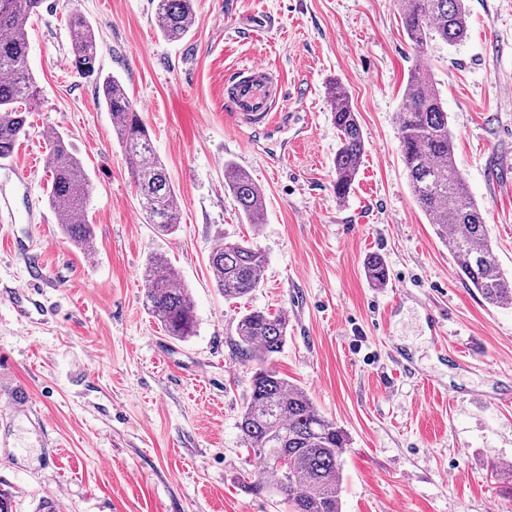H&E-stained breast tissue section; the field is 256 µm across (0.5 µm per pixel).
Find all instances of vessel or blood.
Instances as JSON below:
<instances>
[{"mask_svg": "<svg viewBox=\"0 0 512 512\" xmlns=\"http://www.w3.org/2000/svg\"><path fill=\"white\" fill-rule=\"evenodd\" d=\"M285 89L275 80L271 69L262 63L232 72L225 79V94L235 123L259 124L269 121L272 112L283 99ZM13 308L19 319L29 318L40 308L38 293L29 288L15 290Z\"/></svg>", "mask_w": 512, "mask_h": 512, "instance_id": "vessel-or-blood-1", "label": "vessel or blood"}]
</instances>
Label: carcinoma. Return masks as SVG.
I'll return each instance as SVG.
<instances>
[{"instance_id": "obj_1", "label": "carcinoma", "mask_w": 512, "mask_h": 512, "mask_svg": "<svg viewBox=\"0 0 512 512\" xmlns=\"http://www.w3.org/2000/svg\"><path fill=\"white\" fill-rule=\"evenodd\" d=\"M44 0H0V158L8 157L25 131V105L35 100L37 86L28 63L27 19ZM194 0H152L158 30L168 42H180L194 21ZM403 30L421 51L437 39L454 45L467 35L465 0H402ZM71 45L76 70L95 77L98 97L112 116V128L127 157L139 205L156 231L164 236L179 226L177 196L166 169L156 155L146 124L123 85L96 67L98 45L91 24L75 14ZM328 98L338 147L334 159L336 199L351 193L366 153V145L350 98L335 81ZM46 165L50 173L48 203L63 234L78 249L93 246L94 230L85 216L87 181L70 143L51 131ZM399 140L405 174L417 206L450 234V248L458 274L490 305L512 304V276L500 269L486 233L481 209L471 198L454 158L453 133L436 90L424 68L410 72L399 112ZM224 189L241 218L259 226L265 220L264 194L243 170L224 163ZM267 259L254 243L226 241L209 255L215 285L224 299L243 298L260 287ZM366 277L383 286L389 270L379 256L364 261ZM142 278L149 313L173 340L195 335L197 316L189 289L172 277L163 256L148 258ZM288 314L249 310L236 326L237 347L245 362L254 363L249 392L238 429L247 448L259 457L264 470L241 476L251 493L280 497L288 512H342L340 470L348 446L347 434L323 415L307 392L273 368L271 358L287 341Z\"/></svg>"}]
</instances>
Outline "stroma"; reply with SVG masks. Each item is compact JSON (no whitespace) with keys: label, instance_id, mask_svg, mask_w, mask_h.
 Masks as SVG:
<instances>
[{"label":"stroma","instance_id":"obj_1","mask_svg":"<svg viewBox=\"0 0 512 512\" xmlns=\"http://www.w3.org/2000/svg\"><path fill=\"white\" fill-rule=\"evenodd\" d=\"M466 38L417 51L398 0H194L189 35L165 41L150 0H45L27 22L38 87L12 154L29 183L0 171V387L36 412L4 411L0 492L13 512H288L245 492L262 470L237 428L250 367L235 354L248 310H286L273 366L348 435L343 512H512V305L469 288L416 205L396 116L409 73L426 67L454 153L483 211L496 259L512 275V0H466ZM97 35L98 65L145 121L175 187L180 228L159 235L130 165L71 60L69 17ZM261 62L286 83L275 120L235 125L224 79ZM339 81L366 153L349 197L333 191L337 130L325 88ZM62 132L90 184L91 251L50 218L48 130ZM265 195L266 220L240 222L224 164ZM264 252L263 282L225 300L208 265L223 240ZM160 254L189 288L195 336H165L144 304L142 270ZM377 255V286L363 263ZM38 285L43 311L18 321L14 289Z\"/></svg>","mask_w":512,"mask_h":512}]
</instances>
